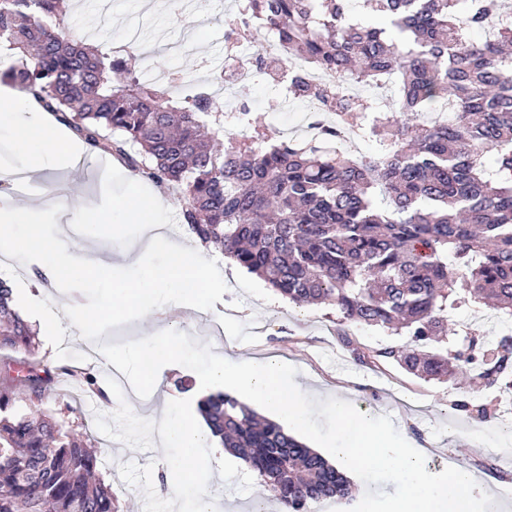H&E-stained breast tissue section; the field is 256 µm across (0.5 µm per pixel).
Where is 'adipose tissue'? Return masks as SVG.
I'll use <instances>...</instances> for the list:
<instances>
[{
    "label": "adipose tissue",
    "mask_w": 512,
    "mask_h": 512,
    "mask_svg": "<svg viewBox=\"0 0 512 512\" xmlns=\"http://www.w3.org/2000/svg\"><path fill=\"white\" fill-rule=\"evenodd\" d=\"M0 118L6 119L10 138L22 151L20 162L30 174H39L58 159L73 158L80 152L79 144L63 132L51 114L40 111L36 102L26 95L1 88ZM118 207L125 217L144 224L146 238L151 241L158 236L169 204L156 194H137L120 200ZM58 208L61 213L73 211L81 216L74 226L82 239L79 251L61 248L59 242L43 238L33 221L37 210L33 204L16 207L7 217L0 215V250L23 254L42 277L59 286L76 277L106 275L111 260L93 253L92 247L105 229H118L111 212L76 201L60 202ZM20 223L27 224L25 233H17L16 226ZM130 258L142 266L143 272L139 278L113 289V312L135 307L147 313L160 308L173 295L177 296L181 308L197 309L205 305L216 272L205 248L199 244H173L166 264L160 268L145 265L140 248H132ZM160 435L162 447L181 451L173 499L175 512H214L211 496L200 486L198 450L209 440L207 431L181 419L163 422Z\"/></svg>",
    "instance_id": "obj_1"
}]
</instances>
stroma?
Here are the masks:
<instances>
[{"label": "stroma", "instance_id": "obj_1", "mask_svg": "<svg viewBox=\"0 0 512 512\" xmlns=\"http://www.w3.org/2000/svg\"><path fill=\"white\" fill-rule=\"evenodd\" d=\"M157 2L158 11L147 16L135 10L131 0H80L69 14L66 30L72 39L83 41L91 36L106 48L132 33L160 42V49L149 58H129L139 74L154 80L175 67L184 77H195L196 58L202 53L222 61L228 22L234 15L232 0H212L205 12L186 6L184 14L192 20L188 26L175 19L168 0ZM194 27L205 32L203 46L177 57L165 51V44L186 38ZM228 96L247 105L256 123L264 125L274 140L298 122L305 108L301 102L280 107L262 77L246 88L229 90ZM97 178L94 169L77 173L49 168L39 175L44 193L36 220L44 238L60 237L58 203L67 197H89ZM143 240L140 226L126 220L120 233L104 234L96 248L111 255L114 267L126 268L131 245ZM212 262L220 281L212 288L204 311L173 308L154 319L110 329L103 342L120 343L175 329L234 359L267 358L291 364L299 370L297 378L305 394L322 400L337 397L360 412L389 416L406 441L420 445L430 471L440 472L451 464L473 471L492 486L495 505L491 512H512V388L501 383L487 387L470 374L426 381L394 363L377 366L358 362L351 345L376 347L390 343V336L374 327L338 325L335 308L289 302L222 254H213ZM218 317L224 321L220 337L209 330L210 322ZM471 331L482 335L487 343H496L503 333H512V315L474 300L449 311L448 337L453 344L464 347ZM37 340L33 359L41 366L55 368L66 356L73 365H81L80 353L87 341L78 328L41 334ZM193 376L186 367L168 365L161 370L154 394L135 400L127 391L112 389L105 401L90 399L66 377L58 379L50 396L36 402L35 407L50 414L85 446L96 449V473L118 497L124 512H170L169 496L154 490L156 471L163 465L175 468L180 452L157 443L160 418L156 410L173 398L179 417L196 418L200 388L183 391L177 386L178 380ZM460 401L469 403V411L455 410V403ZM482 407L487 410L483 417L478 414ZM481 427L493 431L495 444L470 447L466 435ZM201 456L206 470L204 487L216 499L219 512H279V505L265 493L260 478L244 469L234 455L205 447Z\"/></svg>", "mask_w": 512, "mask_h": 512}]
</instances>
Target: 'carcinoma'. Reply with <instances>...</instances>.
Returning a JSON list of instances; mask_svg holds the SVG:
<instances>
[{
  "instance_id": "obj_1",
  "label": "carcinoma",
  "mask_w": 512,
  "mask_h": 512,
  "mask_svg": "<svg viewBox=\"0 0 512 512\" xmlns=\"http://www.w3.org/2000/svg\"><path fill=\"white\" fill-rule=\"evenodd\" d=\"M66 2L0 0V36L18 56L1 80L33 94L89 151L179 192L189 234L289 301L331 305L342 324L409 338L406 348H355L357 360L395 362L428 381L451 378L459 363L495 367L499 380L512 374L509 334L489 354L473 353L476 336L467 356L442 345L448 304L461 294L512 310V23L493 39H471L500 16V0H363L380 26L345 22L348 0H241L276 30L287 58L336 79L330 90L297 76L298 98L352 124L380 107L345 85L397 78L400 98L371 132L377 151L363 161L326 147L341 137L331 125L317 141L271 142L256 124L251 138L233 139L206 95H174L66 38ZM440 108L448 121L423 122ZM36 347L0 279V352ZM12 372L0 386V512H119L90 449L43 413L15 409L19 399L42 400L55 375L25 360ZM68 373L107 398L95 374ZM197 409L285 512L352 497L336 466L236 397L210 393Z\"/></svg>"
}]
</instances>
